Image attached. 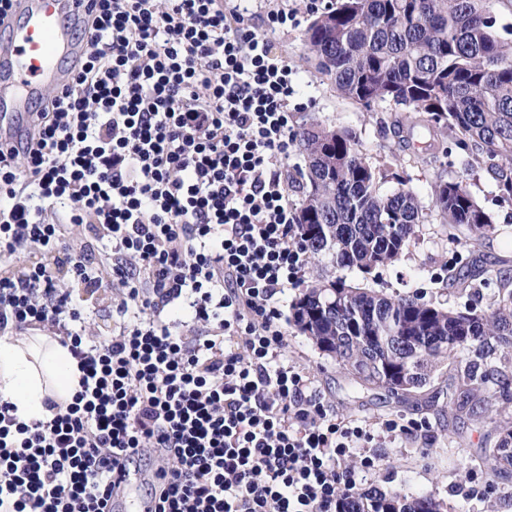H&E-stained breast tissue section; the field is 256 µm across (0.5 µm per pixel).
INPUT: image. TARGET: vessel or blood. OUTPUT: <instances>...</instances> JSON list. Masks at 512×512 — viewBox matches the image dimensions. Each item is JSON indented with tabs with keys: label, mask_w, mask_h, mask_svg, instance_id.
I'll list each match as a JSON object with an SVG mask.
<instances>
[{
	"label": "vessel or blood",
	"mask_w": 512,
	"mask_h": 512,
	"mask_svg": "<svg viewBox=\"0 0 512 512\" xmlns=\"http://www.w3.org/2000/svg\"><path fill=\"white\" fill-rule=\"evenodd\" d=\"M88 6L89 0H15L18 21L0 42V143H18L28 131L20 113L68 82Z\"/></svg>",
	"instance_id": "b4317fda"
}]
</instances>
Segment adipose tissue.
<instances>
[{"label": "adipose tissue", "instance_id": "1", "mask_svg": "<svg viewBox=\"0 0 512 512\" xmlns=\"http://www.w3.org/2000/svg\"><path fill=\"white\" fill-rule=\"evenodd\" d=\"M79 376L69 349L40 330L0 337V401L13 404L20 421L51 419L55 405L70 399Z\"/></svg>", "mask_w": 512, "mask_h": 512}]
</instances>
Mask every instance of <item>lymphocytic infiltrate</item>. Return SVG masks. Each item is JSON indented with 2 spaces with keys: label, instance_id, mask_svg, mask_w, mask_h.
<instances>
[{
  "label": "lymphocytic infiltrate",
  "instance_id": "1",
  "mask_svg": "<svg viewBox=\"0 0 512 512\" xmlns=\"http://www.w3.org/2000/svg\"><path fill=\"white\" fill-rule=\"evenodd\" d=\"M300 23L245 0H92L70 82L0 148V257L47 256L0 273V334L52 330L80 371L50 420L0 402V512H112L145 459V512H348L386 440L421 432L337 418L285 353L273 298L306 249L285 167L296 70L271 35ZM61 207L109 243L112 335L59 285L60 266L97 284ZM187 296L194 336L166 315Z\"/></svg>",
  "mask_w": 512,
  "mask_h": 512
}]
</instances>
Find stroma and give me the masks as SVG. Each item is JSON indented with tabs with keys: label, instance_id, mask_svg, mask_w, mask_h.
I'll return each mask as SVG.
<instances>
[{
	"label": "stroma",
	"instance_id": "35a3bbf8",
	"mask_svg": "<svg viewBox=\"0 0 512 512\" xmlns=\"http://www.w3.org/2000/svg\"><path fill=\"white\" fill-rule=\"evenodd\" d=\"M301 12V27L276 33L277 47L287 53L297 70L300 110L294 111V125L317 119L336 127L353 129L363 141L372 162H388L428 198L436 179H465L476 201L496 222L497 230L473 244L463 228L451 227L437 211H429L415 240L401 261L375 271L369 277L342 270L349 284H356L388 296L421 293L426 300L445 309L472 306L490 310L497 305L501 290L499 279L512 278V203L500 201L493 181L474 167L467 154L455 151L438 161L423 158L421 147L430 136L418 128L408 134L395 133L393 123L400 115L399 106L384 103L375 111L342 97L335 86L320 75L315 61L303 42V25L313 14L307 0H288ZM67 236L74 247L92 253L102 280L93 293L64 281L75 301L98 332L106 336L120 318L112 306L119 290L112 282L111 257L104 240L82 226H67ZM486 270L483 279H471V269ZM288 358L304 367L321 390L337 416L381 424L388 419L423 422L428 429L420 438L399 436L382 448L383 465L362 492L398 491L410 497L427 495L442 503L443 512H512V473L496 474L488 450L506 431L512 430V399H501L491 409L469 416L448 405L446 392L458 371L473 365L479 371H498L512 380V352L490 347L462 353L454 361L439 365L429 383L398 401L379 388L354 389L347 373L318 349L294 326L286 328ZM490 486L485 499H466L457 495L460 486Z\"/></svg>",
	"mask_w": 512,
	"mask_h": 512
}]
</instances>
